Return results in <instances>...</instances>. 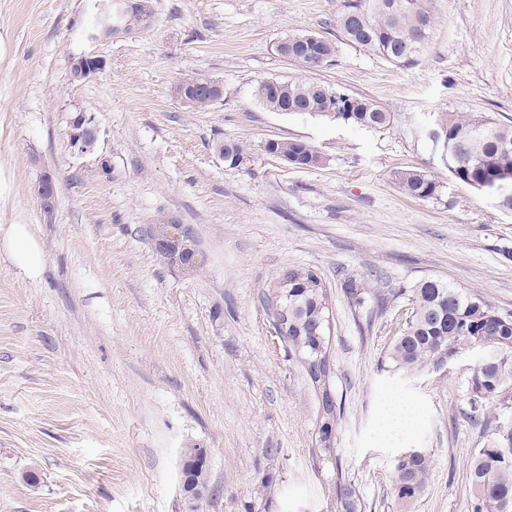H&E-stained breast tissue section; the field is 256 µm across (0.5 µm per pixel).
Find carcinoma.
<instances>
[{
  "label": "carcinoma",
  "mask_w": 512,
  "mask_h": 512,
  "mask_svg": "<svg viewBox=\"0 0 512 512\" xmlns=\"http://www.w3.org/2000/svg\"><path fill=\"white\" fill-rule=\"evenodd\" d=\"M153 15L151 0H137L135 11L126 15L127 30L140 27L141 16ZM339 30L349 43L385 59L410 66L430 39L434 15L431 0H345L338 16ZM308 35H292L280 41L281 53L306 70L315 59L302 44ZM214 80L206 77L183 79L196 107L206 110L213 105ZM335 90L318 84L284 82L273 92L259 83L256 98L267 109L285 114L317 115L321 99ZM325 116L365 130L390 128L394 114L378 103L359 96L344 104L338 112ZM423 132L439 153V159L451 177L493 198L498 207L512 211V194L502 196L499 185L512 184V125L473 113L437 112L425 124ZM227 163L239 165L245 155L243 145L234 141L220 143ZM271 149L288 157L300 168L317 167L321 154L298 139H279ZM401 192L427 200L441 195L442 185L427 171L403 169L392 173ZM345 292L357 305L364 302L368 289L352 278L344 280ZM379 310L404 297L412 311L405 327L389 351L393 367L408 373L437 367L470 347L490 341L496 349L493 358L477 365L472 376L471 411L483 414V400L495 395L512 381V318L499 315L482 298L438 280H425L409 290L373 294ZM265 309L273 318L277 333L288 343L289 352L301 359L319 403L318 429L320 448L334 452L333 438L341 405L332 389L330 364V319L328 292L322 280L311 270L290 269L273 293L264 297ZM188 467L183 472L187 491L196 498L209 492L208 467L198 462L197 449L183 450ZM428 460L411 450L397 456L394 464V492L403 509L421 495ZM474 489L475 512H512V422H496L482 447L476 449L470 469ZM336 497L341 512H361L353 485L336 476Z\"/></svg>",
  "instance_id": "obj_1"
}]
</instances>
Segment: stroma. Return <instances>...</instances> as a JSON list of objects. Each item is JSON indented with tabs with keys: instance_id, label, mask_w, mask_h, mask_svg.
<instances>
[{
	"instance_id": "stroma-1",
	"label": "stroma",
	"mask_w": 512,
	"mask_h": 512,
	"mask_svg": "<svg viewBox=\"0 0 512 512\" xmlns=\"http://www.w3.org/2000/svg\"><path fill=\"white\" fill-rule=\"evenodd\" d=\"M435 26L411 66L361 50L336 29L343 0H153L138 33L93 41L95 0H0V512H338L336 476L362 512H400L395 458L429 462L409 512H473L469 466L485 418L512 421V384L471 414L481 349L410 375L388 350L411 308L355 305L345 278L371 291L436 279L512 316V213L450 178L421 129L435 112L512 124V0H431ZM335 44L308 71L281 39ZM107 60L69 79L70 57ZM190 76L219 80L221 104H181ZM319 83L380 103L393 128L361 130L281 114L255 96L265 80ZM92 114L93 150L70 139ZM299 139L325 158L297 168L268 140ZM243 143L229 167L217 141ZM428 171L440 197L400 192L390 174ZM57 187L46 219L34 187ZM192 225L202 266L160 257L150 228ZM43 256L13 262L12 225ZM309 268L329 288L337 460L319 452L317 400L262 298L281 273ZM419 417L384 431L390 389ZM208 449L212 495L191 509L182 451ZM37 467L30 487L22 475ZM88 58H94L97 61V65L94 67H88L84 64V61ZM106 64V59L98 54H91V53H79L74 54L71 59V65L80 66V70L78 71L79 78L88 80L96 75L99 74L100 71L103 70L104 65ZM70 65V75L71 79L74 82H82L83 80H79L76 78L77 73H75V70Z\"/></svg>"
}]
</instances>
